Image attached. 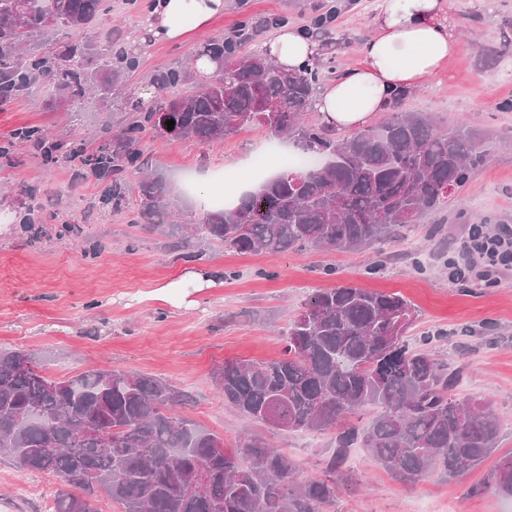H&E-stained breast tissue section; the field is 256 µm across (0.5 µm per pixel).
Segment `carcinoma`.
Here are the masks:
<instances>
[{
    "label": "carcinoma",
    "mask_w": 512,
    "mask_h": 512,
    "mask_svg": "<svg viewBox=\"0 0 512 512\" xmlns=\"http://www.w3.org/2000/svg\"><path fill=\"white\" fill-rule=\"evenodd\" d=\"M0 0V105L48 89L46 105L73 116L94 92L108 101L133 68L108 38L71 39L64 50L38 51L62 30L88 32L108 0ZM249 28L207 45L232 76L204 80L183 68L156 76L161 112H137L96 152L71 142L62 157L110 178L104 200L122 206L126 173L141 170L138 134L153 129L204 146L256 123L303 153L330 160L315 169L285 168L242 193L232 207H211L199 224H167L172 202L163 180L142 177L133 223L164 234L175 249L192 240L252 253L309 247L361 250L399 242L427 214L448 217V198L490 162L485 135L462 123L442 130L430 112L400 109L345 137L304 122L315 77L282 71L244 47ZM175 121L167 129L166 121ZM415 309L402 296L354 286L314 290L289 323L282 356L226 361L213 371L224 401L285 431L333 434L327 469L335 473L353 448L365 449L396 478L415 483L440 471L460 477L497 448L501 424L488 398L459 400L462 369L410 345ZM190 396L162 378L92 368L67 378L43 373L25 350L0 352V450L20 468L53 473L81 494H59L53 512H99L106 495L122 512H325L336 478H298L281 449L256 437L224 448V438L178 415ZM376 409L359 425L361 412ZM490 485L512 496V455L500 459ZM488 485V486H490ZM472 488L474 493L488 489Z\"/></svg>",
    "instance_id": "cac0c4a2"
}]
</instances>
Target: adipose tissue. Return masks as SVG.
<instances>
[{"instance_id": "adipose-tissue-1", "label": "adipose tissue", "mask_w": 512, "mask_h": 512, "mask_svg": "<svg viewBox=\"0 0 512 512\" xmlns=\"http://www.w3.org/2000/svg\"><path fill=\"white\" fill-rule=\"evenodd\" d=\"M452 0H378L375 33L364 46L362 66L319 85L312 109L321 124L343 130L362 127L387 111L397 89L421 86L461 49L449 17ZM224 0H157L141 24L152 38L180 41L205 28L223 11ZM339 42L335 28L303 32L281 26L261 48L264 56L290 72L312 68Z\"/></svg>"}]
</instances>
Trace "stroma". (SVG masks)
<instances>
[{
  "label": "stroma",
  "mask_w": 512,
  "mask_h": 512,
  "mask_svg": "<svg viewBox=\"0 0 512 512\" xmlns=\"http://www.w3.org/2000/svg\"><path fill=\"white\" fill-rule=\"evenodd\" d=\"M149 3L112 0L103 23L128 41L136 60L121 99L90 97L76 117L40 99L0 106V350L30 352L53 377L105 366L163 378L194 397L181 415L222 436L225 447H236L248 431L292 457L300 478L321 479L330 435L275 430L241 414L219 395L212 373L227 360L279 358L288 324L313 290L352 285L396 293L417 311L412 342L444 332L431 352L463 367L458 399L490 397L502 441L495 456L462 477L434 472L414 484L395 479L366 450L352 449L336 471V499L327 512H512L511 496L469 493L488 480L498 457L512 452V275L483 288L448 277L450 241L487 219L512 225V111L500 108L512 99V0H493L489 13L477 0H454L461 50L401 104L434 113L443 124L463 121L487 132L489 165L448 201L449 212L464 211V223L441 225L433 236L425 218L408 228L400 245L346 252L240 254L198 241L191 259L131 226L135 194L118 209L100 204L103 180L91 175L83 187L71 188L65 160L46 158L17 139L16 129L77 137L95 151L107 130L125 124L135 103L151 104L156 74L192 61L200 46L262 14L305 29L314 17L335 13L340 46L319 63L321 81L332 80L363 64L373 0H224L223 12L192 40L130 44ZM271 140L259 125L213 147L148 131L140 148L149 172L168 182L174 221L194 224L198 210L184 195L182 172L241 169ZM191 270L215 282L196 294L194 306L178 309L155 298L158 287ZM66 488L61 478L17 469L0 455V512H45L46 502Z\"/></svg>",
  "instance_id": "35a3bbf8"
}]
</instances>
